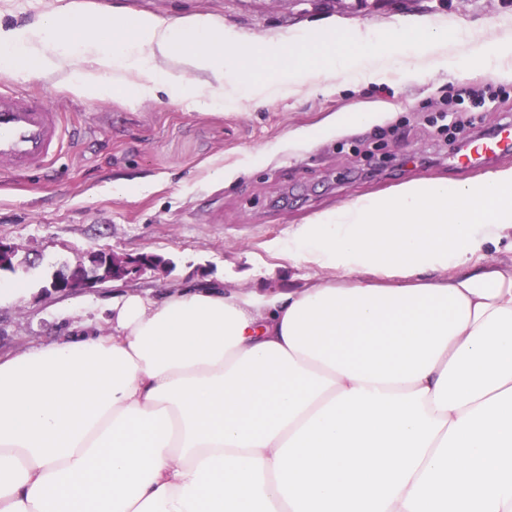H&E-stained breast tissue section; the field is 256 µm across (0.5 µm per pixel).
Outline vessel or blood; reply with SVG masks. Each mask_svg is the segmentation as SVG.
I'll list each match as a JSON object with an SVG mask.
<instances>
[{"instance_id":"1","label":"vessel or blood","mask_w":512,"mask_h":512,"mask_svg":"<svg viewBox=\"0 0 512 512\" xmlns=\"http://www.w3.org/2000/svg\"><path fill=\"white\" fill-rule=\"evenodd\" d=\"M62 113L45 95L0 86V168L19 172L49 169L69 141ZM512 156V120L487 138L470 140L452 157L467 168L485 165L491 157Z\"/></svg>"}]
</instances>
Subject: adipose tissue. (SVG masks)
I'll return each mask as SVG.
<instances>
[{
	"label": "adipose tissue",
	"instance_id": "obj_1",
	"mask_svg": "<svg viewBox=\"0 0 512 512\" xmlns=\"http://www.w3.org/2000/svg\"><path fill=\"white\" fill-rule=\"evenodd\" d=\"M511 56L462 17L255 38L64 0L0 28L2 72L198 111ZM506 239L512 166L412 179L294 225L301 288L124 293L111 332L0 356V512H512V263L486 260Z\"/></svg>",
	"mask_w": 512,
	"mask_h": 512
}]
</instances>
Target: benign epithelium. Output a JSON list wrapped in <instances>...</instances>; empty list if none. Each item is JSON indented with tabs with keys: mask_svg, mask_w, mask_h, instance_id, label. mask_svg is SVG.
Returning <instances> with one entry per match:
<instances>
[{
	"mask_svg": "<svg viewBox=\"0 0 512 512\" xmlns=\"http://www.w3.org/2000/svg\"><path fill=\"white\" fill-rule=\"evenodd\" d=\"M88 262L79 261L69 267L63 278L52 279L49 288L55 293H68L81 288H92L100 280H122L155 262L148 255L127 256L96 250L87 255Z\"/></svg>",
	"mask_w": 512,
	"mask_h": 512,
	"instance_id": "1",
	"label": "benign epithelium"
}]
</instances>
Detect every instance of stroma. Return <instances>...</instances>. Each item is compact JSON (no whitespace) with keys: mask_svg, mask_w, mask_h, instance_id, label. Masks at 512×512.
Masks as SVG:
<instances>
[{"mask_svg":"<svg viewBox=\"0 0 512 512\" xmlns=\"http://www.w3.org/2000/svg\"><path fill=\"white\" fill-rule=\"evenodd\" d=\"M93 2L101 12L127 18L210 14L253 37L294 35L323 20L374 27L417 16L512 28V0H421L416 8L408 0H345L342 9L334 0ZM503 70L492 77L474 63L454 78L439 73L413 82L394 67L379 83L356 77L337 93H305L259 108L228 104L219 113L164 98L88 101L42 79L9 76L12 86L47 92L82 135L48 171L0 170V238L18 247L21 261L0 281L20 280L27 288L18 300L0 304V355L61 340L74 323L101 321L117 292L159 298L175 287L214 283L260 291L301 287L305 270L275 251L291 225L414 178L453 184L476 177V170L449 166L453 146L435 119L447 112L468 138L512 118V99L470 112L453 109L455 99H472L489 86L512 92V58ZM354 103L385 107L390 117L354 125L309 149L287 145L288 131L318 128ZM220 165L239 166L233 182L213 177ZM116 182L148 189L134 197L108 192ZM90 250L153 253L172 265L90 290L48 291L54 272Z\"/></svg>","mask_w":512,"mask_h":512,"instance_id":"stroma-1","label":"stroma"}]
</instances>
